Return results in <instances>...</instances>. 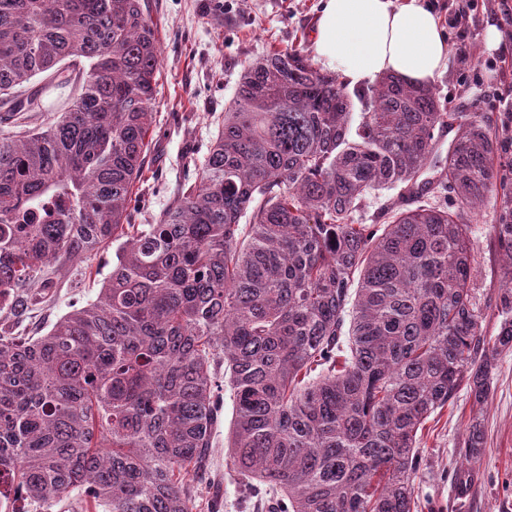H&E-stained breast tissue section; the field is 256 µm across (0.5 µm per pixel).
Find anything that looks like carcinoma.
Instances as JSON below:
<instances>
[{
  "instance_id": "cac0c4a2",
  "label": "carcinoma",
  "mask_w": 512,
  "mask_h": 512,
  "mask_svg": "<svg viewBox=\"0 0 512 512\" xmlns=\"http://www.w3.org/2000/svg\"><path fill=\"white\" fill-rule=\"evenodd\" d=\"M160 67L143 0H0V101L41 112L21 87L85 74L59 121L0 135V508L76 493L102 512H217L194 482L222 369L227 455L255 507L414 512L419 431L463 384L483 403L512 351V113L467 119L396 75L352 95L276 50L241 73L196 177L132 224ZM392 189L409 206L355 223ZM490 195L508 267L488 340L470 224ZM110 241L97 300L41 336L10 331L59 267ZM482 448L474 420L455 483ZM399 190L393 189L389 191L376 192L369 196L365 201V207L355 213V218L362 224H372L371 218L380 211L381 208L398 199Z\"/></svg>"
}]
</instances>
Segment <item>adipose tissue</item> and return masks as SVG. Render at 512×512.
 Here are the masks:
<instances>
[{
  "instance_id": "adipose-tissue-1",
  "label": "adipose tissue",
  "mask_w": 512,
  "mask_h": 512,
  "mask_svg": "<svg viewBox=\"0 0 512 512\" xmlns=\"http://www.w3.org/2000/svg\"><path fill=\"white\" fill-rule=\"evenodd\" d=\"M312 54L352 86L389 73L426 85L450 60L440 22L422 0H325Z\"/></svg>"
}]
</instances>
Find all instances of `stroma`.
I'll use <instances>...</instances> for the list:
<instances>
[{
  "mask_svg": "<svg viewBox=\"0 0 512 512\" xmlns=\"http://www.w3.org/2000/svg\"><path fill=\"white\" fill-rule=\"evenodd\" d=\"M423 2L438 16L452 50L449 69L432 83L441 103L474 119L512 112V20L502 19L497 0H485L469 18L455 23L450 20L448 0ZM145 5L162 55L149 170L130 204L135 224L154 223L179 185L196 175L215 131L214 122L223 115L246 64L277 49L310 52L323 0H145ZM491 26L500 35L494 49L485 42ZM462 48L472 53L470 64H462L458 54ZM80 84L76 74L62 89L43 76L33 78L29 89L42 92L45 109L29 113V127L57 120ZM492 211L491 204H484L471 224V286L486 307L483 329L489 337L499 330L493 304L502 286L504 265L488 236L486 224ZM114 253V246L104 245L63 267L50 300L14 320L13 332L29 336L37 330L48 331L73 309L94 301L112 271ZM232 417V404H225L214 435L211 479L221 487L222 512H250L245 491L225 456ZM475 418L483 424L485 446L469 493L461 497L453 475L463 462L459 450ZM415 497L418 512H512V352L497 356L484 404H476L463 388L452 404L427 421L420 441Z\"/></svg>",
  "mask_w": 512,
  "mask_h": 512,
  "instance_id": "35a3bbf8",
  "label": "stroma"
}]
</instances>
